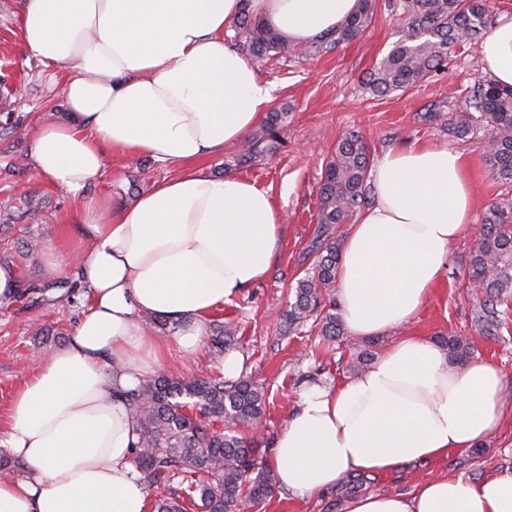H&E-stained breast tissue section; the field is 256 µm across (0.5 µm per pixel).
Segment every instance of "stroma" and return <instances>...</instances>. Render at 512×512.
<instances>
[{
	"mask_svg": "<svg viewBox=\"0 0 512 512\" xmlns=\"http://www.w3.org/2000/svg\"><path fill=\"white\" fill-rule=\"evenodd\" d=\"M389 2L378 0L373 23L353 42L318 56L301 57L289 51L261 67V76L274 85L272 107L287 113V132L273 156L240 163L238 147L230 146L200 163L210 175L230 172L269 189L285 217L281 245L267 277L215 313L217 319L237 324L236 352L242 371L266 388L268 406L262 425L270 443L286 426L310 380L328 384L353 377L348 369L355 353L351 336H344L333 351L314 360L308 352L321 338L313 325L285 339L279 334L282 316L295 300L297 281L314 262L308 249L316 228L318 182L324 160L338 139L346 132H357L376 158L393 147L444 143L464 154L477 211H484L502 192L477 142L449 138L437 126L417 119L428 104H461L483 79L478 45L452 54L445 77L438 81L379 97L367 88L370 72L399 38L402 21ZM21 7L22 0H0V264L12 265L19 279L18 294L0 300V434L15 392L37 368L36 357L49 356L65 345L88 305L83 288L70 295L44 290L46 284L74 280L73 259L83 250L84 241L72 197L35 173L27 161L28 144L37 127L66 116L62 91L67 73L43 67L26 51ZM175 174V168L150 158L115 155L86 192L121 204ZM27 198L35 200V207L24 206ZM32 238L40 247L29 252L24 244ZM473 244L469 233L451 245L448 273L409 326V333L431 340L454 329L474 336L475 290L466 267ZM503 310L500 338L474 337V355L494 362L512 390V299ZM490 473L512 475L511 419L486 446L434 462L405 464L377 476L369 490L406 494L419 482L442 475L476 481ZM348 498V493L332 488L308 499L278 489L260 512H344Z\"/></svg>",
	"mask_w": 512,
	"mask_h": 512,
	"instance_id": "obj_1",
	"label": "stroma"
}]
</instances>
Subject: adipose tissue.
<instances>
[{
  "mask_svg": "<svg viewBox=\"0 0 512 512\" xmlns=\"http://www.w3.org/2000/svg\"><path fill=\"white\" fill-rule=\"evenodd\" d=\"M358 0H24L29 54L64 68L69 121L43 124L31 167L79 195L86 242L76 276L88 291L70 342L16 391L0 446L27 470L0 481V512H148L134 464L138 429L122 398L166 363L192 356L211 313L262 281L279 249L270 192L202 159L238 143L268 111L271 85L224 39L242 11L302 47L355 13ZM481 69L512 87V15L479 46ZM178 168L132 202L84 188L112 154ZM374 201L351 224L337 273L340 315L356 338L412 323L442 281L448 247L471 230L461 153L439 144L389 149L370 172ZM166 318L170 335L146 327ZM504 376L474 359L457 369L408 334L347 382L313 384L277 435L278 486L303 499L348 472L389 473L487 443L507 409ZM344 512H512V475H450L411 494L351 498Z\"/></svg>",
  "mask_w": 512,
  "mask_h": 512,
  "instance_id": "ef3b65f1",
  "label": "adipose tissue"
}]
</instances>
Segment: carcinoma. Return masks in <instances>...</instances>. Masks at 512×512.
I'll use <instances>...</instances> for the list:
<instances>
[{
  "instance_id": "1",
  "label": "carcinoma",
  "mask_w": 512,
  "mask_h": 512,
  "mask_svg": "<svg viewBox=\"0 0 512 512\" xmlns=\"http://www.w3.org/2000/svg\"><path fill=\"white\" fill-rule=\"evenodd\" d=\"M401 35L370 79L378 95L406 91L444 73L448 57L490 31L495 14L488 0H400ZM376 0H359L358 10L338 28L305 46L307 56L326 53L358 39L372 23ZM256 63L288 50L283 37L245 12L238 24ZM453 139L469 136L480 147L493 179L512 187V89L487 79L478 84L461 109L447 112L430 104L417 113ZM287 113H269L260 134L249 139L239 161L272 152L280 144ZM371 160L362 138H341L325 161L318 192L317 227L311 242L312 271L297 282L284 329L318 320L320 335L332 343L343 336L333 288L341 258L337 228L369 204ZM468 275L476 288L472 325L481 336H497L503 324L498 306L512 296V199L490 204L468 257ZM237 328L215 320L208 342L214 370L193 378L149 376L125 394L140 432L135 464L146 488L157 492L155 512H248L273 496L269 463L259 440L244 430L266 411L265 388L240 374L224 377V354L236 345ZM450 360L467 365L473 355L470 337L448 332L437 337ZM373 359L371 343L356 351L349 370L358 374ZM181 478L180 489L171 488Z\"/></svg>"
}]
</instances>
